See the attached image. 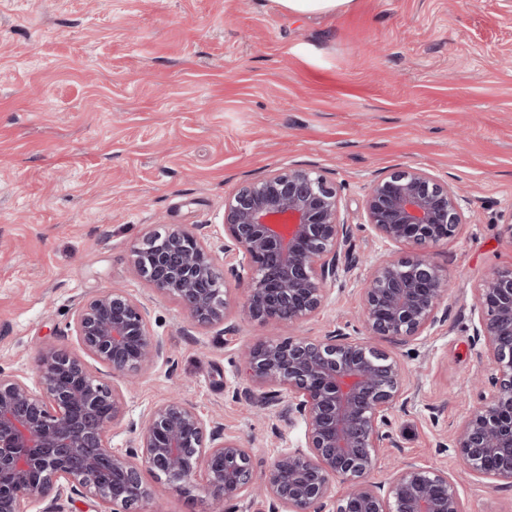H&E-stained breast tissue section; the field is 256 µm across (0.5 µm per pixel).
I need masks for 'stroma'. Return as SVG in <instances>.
<instances>
[{
    "mask_svg": "<svg viewBox=\"0 0 512 512\" xmlns=\"http://www.w3.org/2000/svg\"><path fill=\"white\" fill-rule=\"evenodd\" d=\"M319 170L342 189L353 264L307 320L201 325L137 279L130 249L170 225L224 252V199L283 167ZM403 167L448 181L473 221L432 248L447 277L439 321L409 344L384 336L406 374L371 478L402 463L438 468L467 512H512V485L470 475L452 451L480 404L486 367L474 295L512 267V0H355L337 15H291L275 0H0V370L36 380L51 341L78 351L73 317L120 290L145 303L165 353L132 378L92 372L124 395L114 451L176 395L250 448L256 473L303 445L305 426L236 395L241 356L260 340L362 337L370 268L402 255L365 222L370 182ZM141 512H210L152 474Z\"/></svg>",
    "mask_w": 512,
    "mask_h": 512,
    "instance_id": "35a3bbf8",
    "label": "stroma"
}]
</instances>
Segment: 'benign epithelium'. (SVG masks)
Returning <instances> with one entry per match:
<instances>
[{
	"label": "benign epithelium",
	"instance_id": "obj_1",
	"mask_svg": "<svg viewBox=\"0 0 512 512\" xmlns=\"http://www.w3.org/2000/svg\"><path fill=\"white\" fill-rule=\"evenodd\" d=\"M341 187L313 169L272 171L224 200V253L245 288L241 314L257 322H301L321 306L346 267L350 236L340 222ZM366 223L384 241L408 245L376 265L362 288L369 336L405 344L438 321L446 278L430 248L454 239L468 200L418 168L373 181L363 199ZM135 275L177 299L200 324L224 322L229 288L211 250L191 229L172 225L133 246ZM473 335L486 359L488 390L459 426L453 451L476 476L512 484V269L491 271L476 289ZM148 307L105 291L80 304L74 330L84 353L127 376L163 355L148 330ZM251 407L280 410L305 425V446L281 452L256 475L250 449L204 420L179 398L155 406L139 425L136 446L112 451L110 428L124 414L120 390L93 375L84 359L55 344L41 351L36 381L0 371V512H79L87 493L109 512H137L151 498L143 471L189 493L202 479L218 503L259 495L269 512H464L438 469L398 468L370 480L389 439L388 412L402 395L398 361L366 339L339 333L319 341H259L243 356ZM347 484L341 498L333 481Z\"/></svg>",
	"mask_w": 512,
	"mask_h": 512
}]
</instances>
